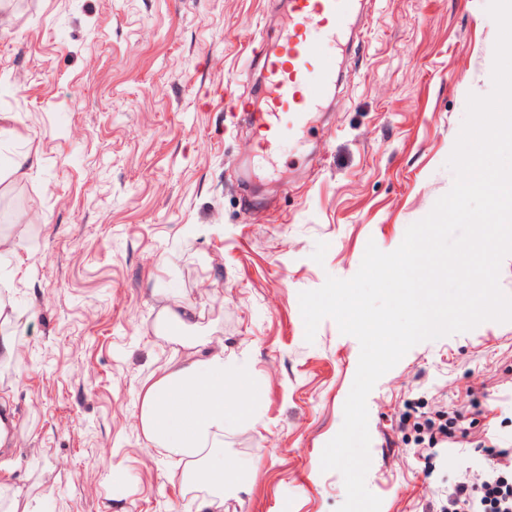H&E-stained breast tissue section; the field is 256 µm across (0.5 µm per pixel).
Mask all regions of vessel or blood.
<instances>
[{"label": "vessel or blood", "mask_w": 512, "mask_h": 512, "mask_svg": "<svg viewBox=\"0 0 512 512\" xmlns=\"http://www.w3.org/2000/svg\"><path fill=\"white\" fill-rule=\"evenodd\" d=\"M288 21L275 50L265 52L266 105L256 120L265 156L279 150V133H304L336 84V59L321 44L345 40L364 0H289Z\"/></svg>", "instance_id": "obj_1"}]
</instances>
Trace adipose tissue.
<instances>
[{"label":"adipose tissue","instance_id":"1","mask_svg":"<svg viewBox=\"0 0 512 512\" xmlns=\"http://www.w3.org/2000/svg\"><path fill=\"white\" fill-rule=\"evenodd\" d=\"M196 310L164 308L160 321L184 354L172 357L143 385L139 427L149 446L174 458L183 485L208 489L198 512H220L225 498L247 492L241 471L224 459V433L243 425L253 394L246 358L225 354L195 332Z\"/></svg>","mask_w":512,"mask_h":512}]
</instances>
